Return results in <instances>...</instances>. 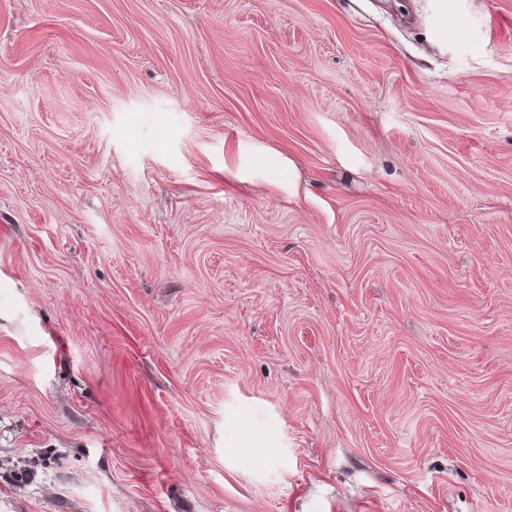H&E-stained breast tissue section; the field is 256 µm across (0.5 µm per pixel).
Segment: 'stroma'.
<instances>
[{"label": "stroma", "mask_w": 512, "mask_h": 512, "mask_svg": "<svg viewBox=\"0 0 512 512\" xmlns=\"http://www.w3.org/2000/svg\"><path fill=\"white\" fill-rule=\"evenodd\" d=\"M0 512H512V0H0Z\"/></svg>", "instance_id": "35a3bbf8"}]
</instances>
